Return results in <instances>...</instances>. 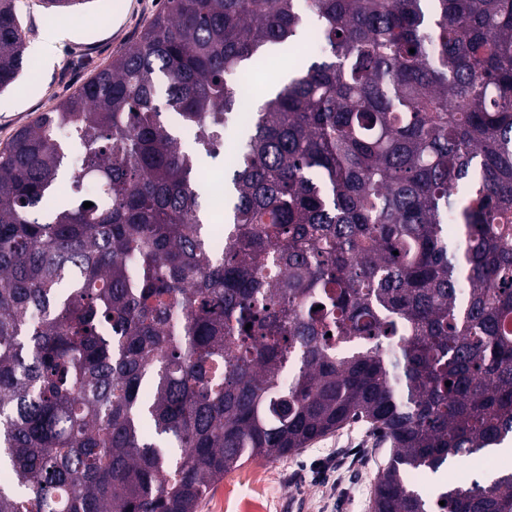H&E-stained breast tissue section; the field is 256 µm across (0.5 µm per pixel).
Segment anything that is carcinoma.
Instances as JSON below:
<instances>
[{"instance_id":"obj_1","label":"carcinoma","mask_w":512,"mask_h":512,"mask_svg":"<svg viewBox=\"0 0 512 512\" xmlns=\"http://www.w3.org/2000/svg\"><path fill=\"white\" fill-rule=\"evenodd\" d=\"M25 44L0 0V91ZM229 114L216 253L182 131L215 160ZM511 321L512 0H166L0 148V512H197L359 420L393 447L373 512H512V470L407 480L512 435ZM309 55L310 53L307 51H289L288 54H282L280 60L269 59L267 65L256 66L247 76L249 80L247 86L250 89L251 97L254 96L257 99L262 98L268 90V85L272 81L278 80L283 59L288 58V62L290 61L291 68L297 58H307ZM258 458L265 459L264 457ZM258 458L250 459L247 462H245L241 467L236 468L225 474L224 478L217 482L208 492L206 497L202 500L197 512H214L220 509H222L221 511L224 512V481L226 482V478L230 475L239 474L241 472L249 470L251 466L256 462L252 461ZM259 460L261 459H258L257 461ZM504 468L497 469H472L462 464V462L453 461L450 466L444 468L442 472H439L435 477L434 475L422 474L418 478L413 477L414 484L426 492L430 498L435 499L440 491L456 481L462 479H479L483 482H491L486 479V475L489 472H497Z\"/></svg>"}]
</instances>
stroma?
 Masks as SVG:
<instances>
[{
    "mask_svg": "<svg viewBox=\"0 0 512 512\" xmlns=\"http://www.w3.org/2000/svg\"><path fill=\"white\" fill-rule=\"evenodd\" d=\"M163 7L161 0H89L75 11L53 12L41 0H20L28 29L24 69L16 83L0 93V146L21 127L79 88L94 72L134 40ZM61 39L52 59L39 60L35 49L48 28ZM389 452L364 422L313 441L307 448L278 459L261 490L267 512H372L375 484ZM336 467V485L319 483L324 463Z\"/></svg>",
    "mask_w": 512,
    "mask_h": 512,
    "instance_id": "stroma-1",
    "label": "stroma"
}]
</instances>
